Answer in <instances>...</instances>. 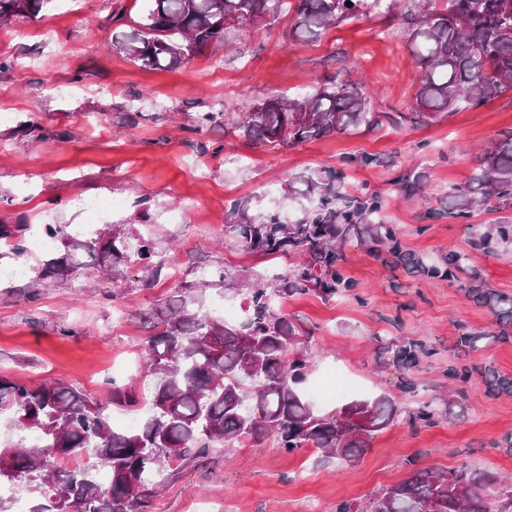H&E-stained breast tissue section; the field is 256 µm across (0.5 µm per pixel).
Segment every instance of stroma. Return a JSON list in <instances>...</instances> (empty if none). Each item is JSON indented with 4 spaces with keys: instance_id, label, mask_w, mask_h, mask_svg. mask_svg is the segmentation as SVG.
<instances>
[{
    "instance_id": "1",
    "label": "stroma",
    "mask_w": 512,
    "mask_h": 512,
    "mask_svg": "<svg viewBox=\"0 0 512 512\" xmlns=\"http://www.w3.org/2000/svg\"><path fill=\"white\" fill-rule=\"evenodd\" d=\"M383 14L341 22L312 43L290 34L281 13L228 30L224 40L173 69L148 70L112 47V37L142 20L145 0H54L38 18L0 25V223L82 224L81 200H125L104 223L125 225L155 239L167 276L151 288L138 285L136 269L114 282L84 271L31 302L20 282L0 280V374L36 385L62 379L105 402L117 381L147 393L141 367L149 334L146 313L159 309L189 270L221 265L264 270L263 256L247 255L225 231L238 201L287 213L294 197L290 178L323 168L343 170L341 193L376 191L385 198L378 222L396 225L406 249L441 261L469 250V224H492L500 213L473 211L469 219L429 218L423 206L391 185L400 170H428L430 199L469 179L481 151L512 129V89L482 106L460 105L435 119L394 128L360 127L291 146L266 149L247 143L233 127L195 130L199 112H246L276 95L300 96L327 77L364 80L376 112L414 109L422 69L406 44L405 19L413 0H388ZM143 112L132 127L124 117ZM34 121L46 129L26 136ZM371 153L383 166L361 167L352 157ZM180 208L171 221L169 212ZM348 276L356 290L325 301L307 294L282 304L310 331L311 368L306 394L335 391L337 379L358 384L353 393L315 401L318 411L387 395L413 409L434 399L438 408H463V416L439 418L412 429L398 421L378 433L355 463L324 461L313 451L292 453L273 439L246 440L232 449L216 445L201 461L174 464L147 512H335L340 501L366 503L381 488L405 480L409 460L422 466L460 464L512 477V394H491L482 377L449 396L452 366H488L512 377V339L455 347L459 328L490 329L487 308L469 299L458 283L431 281L390 270L368 248H346ZM471 268L490 288L512 296V251L473 253ZM286 271L287 259H278ZM418 339L433 348L413 375L418 396L404 392L405 373L378 357L374 335Z\"/></svg>"
}]
</instances>
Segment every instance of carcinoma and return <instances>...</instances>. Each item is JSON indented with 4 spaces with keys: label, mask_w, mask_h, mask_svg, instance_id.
Returning a JSON list of instances; mask_svg holds the SVG:
<instances>
[{
    "label": "carcinoma",
    "mask_w": 512,
    "mask_h": 512,
    "mask_svg": "<svg viewBox=\"0 0 512 512\" xmlns=\"http://www.w3.org/2000/svg\"><path fill=\"white\" fill-rule=\"evenodd\" d=\"M53 0H0V20L18 15L37 18ZM143 22L113 42L118 50L134 46L132 60L147 69L176 66L208 45L224 38L226 24L221 9L238 10L246 22L265 16L293 13L292 32L300 40H313L331 22H342L367 11L387 10L385 0H149ZM352 6H346V3ZM406 43L423 68L416 94L419 116L432 119L464 102L483 105L512 83V0H427L415 13L406 31ZM368 97L354 82L332 77L312 93L271 98L255 105L240 120L232 113L203 112L195 128H211L230 122L251 144L284 147L364 124L376 128L387 122L399 128L408 120L402 112H370ZM344 173L320 169L294 183V194L318 196L316 205L301 219L290 221L280 213L249 214L247 205H235L228 214L226 231L247 252L275 259L299 258L288 271L270 275L233 274L229 267L212 270L210 278L186 281L175 289L165 306L151 314L152 334L143 347L144 367L152 378L149 414L137 428L112 427L109 406L99 403L62 381L38 386L0 375V415L19 433L14 442L0 444V485L24 483L31 495L28 512H146L155 496L157 477L172 464L203 459L220 441L272 436L287 452L311 449L324 457L352 463L367 450L374 434L405 417L412 428L429 427L442 413L423 401L412 410L401 409L393 399L381 396L356 400L327 414H319L301 391L310 367L300 325L275 305L296 295L314 294L330 300L355 288L345 274V248L352 241L370 246L392 270L401 269L428 280L459 282L466 278V292L495 318L497 330L487 334L461 330L457 346L474 349L488 337L504 341L512 335V296L490 288L471 269L468 255L450 252L440 263L406 249L394 224L373 222L383 208L379 193L360 197L342 194L336 183ZM428 179L423 169L399 172L393 185L402 193L417 194ZM466 198L490 211L512 209V130H506L483 153L467 183L437 201L438 216L465 218L457 200ZM61 243L60 254L45 261L24 285L29 301L50 283L64 282L85 268L123 277L139 267L144 288L164 275L165 263L150 236L130 244L120 224H105L89 235L73 236L60 224L45 225ZM30 225L22 220L0 224V258L17 259L28 252ZM470 247L495 253L512 244V222L470 225ZM218 282H233L246 294V319L226 324L197 304L195 292ZM380 354L406 372L419 359L431 355L423 343L376 335ZM486 375L490 391L512 392V378L486 368H448V379L468 381L473 374ZM111 403L135 407L134 389L112 383ZM369 408L377 429L364 437L344 434L339 420L345 413ZM78 448H89L96 466L105 470L108 484L97 481L92 470L61 462ZM446 484L447 512H494L484 489L495 485L501 497L512 502V483L477 471L466 464L448 470L416 468L403 482L381 489L365 505L348 501L336 504V512H423L425 504Z\"/></svg>",
    "instance_id": "obj_1"
}]
</instances>
